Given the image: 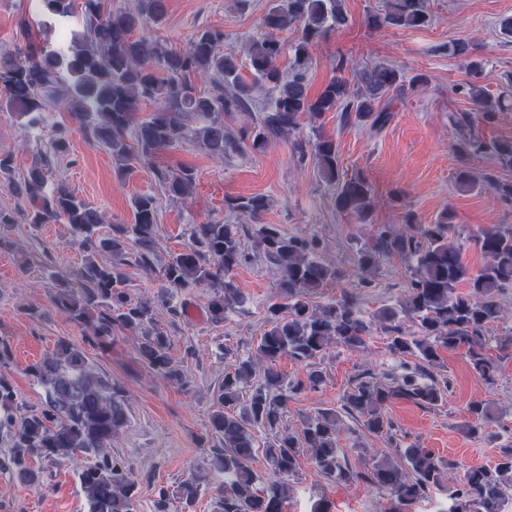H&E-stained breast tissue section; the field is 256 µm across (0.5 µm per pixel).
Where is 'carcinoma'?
I'll list each match as a JSON object with an SVG mask.
<instances>
[{
	"label": "carcinoma",
	"instance_id": "obj_1",
	"mask_svg": "<svg viewBox=\"0 0 512 512\" xmlns=\"http://www.w3.org/2000/svg\"><path fill=\"white\" fill-rule=\"evenodd\" d=\"M38 2L41 19L21 17L17 38L22 44L0 52V112L24 119L25 129L45 125L58 107L107 149L122 175L129 174L134 162H147L182 141H192L209 156L222 159L244 149L262 152L270 141L286 138L299 159L311 158L326 182L337 186V210L359 224L371 223L375 204L370 184L362 176L341 177L336 141L324 135L305 138L301 120L314 123L327 112H339L346 123L380 130L393 117L389 104H380L382 96L391 90L412 93L426 77L406 82L396 68L381 64L350 72L340 59L336 76L320 93L310 94L306 74L312 48L347 24L344 0H273L262 18L261 35L245 48L249 80L241 76L237 57L221 51L220 28L198 29L184 50L172 48L157 35L136 34L150 23L162 22L165 0H140L135 12L108 9L104 0H81L82 29L70 30L67 43L60 47L46 39L33 41L32 31L64 23L77 2ZM430 22L427 0H386L384 12L367 18L373 28H422ZM288 30L296 34L289 43L279 39ZM285 53L286 76L279 69ZM201 79L210 81L209 92L198 88ZM258 91L269 95V108L258 122L232 134L224 116L251 111ZM463 93L485 120L512 110V84L494 99L476 83L468 84ZM144 103L152 105V112L141 118ZM68 152L69 128L63 124L55 128L46 151L20 176L15 157L0 154V181L24 199L26 223L67 224L85 252L81 266L69 273L56 270L49 257L44 262L52 281L51 305L82 329L84 343L60 339L28 367L45 392L39 408L23 412L18 407L4 373L11 365V348L0 337V430L9 445L0 467L33 483L38 481L29 466L34 457L50 465L79 464L83 459L78 480L89 512H135L137 480L130 468L112 457V439L128 420L124 390L91 361L86 347L108 348L115 332L123 331L139 360L158 378L185 385L169 354L170 337L158 327V318L182 315L183 304L174 302L173 294L188 296L206 288L207 319L224 322L240 297L234 270L254 255L278 274L277 288L285 303L267 308L266 330L255 351L238 357L224 371L207 425L211 446L206 467L190 471L172 493L159 490L153 512H172L176 499L192 505L204 486L212 493L213 512H284L306 454L317 474L329 481L368 482L386 490L398 503L389 512H409L417 500L446 482L456 488L441 512H505V489L512 487L511 447L502 449L493 464L459 476L457 463L415 445L394 458L354 469L342 460L338 444L344 416L359 418L366 432L392 440L394 427L384 413L388 403L439 406L449 388L448 377L438 373L441 348L466 349L478 376L493 380L496 364L483 350L489 324L506 315L500 297L512 288V228L485 229L473 237L486 258L474 274L455 244L458 229L448 212L433 224H421L414 212L407 211L402 220L406 230L400 234L378 225L372 243L357 252L358 272L370 274L381 256L392 253L414 260V266L402 300L366 321L348 292L321 306L311 304L312 290L343 273L322 258L317 240L289 236L275 224L260 223L268 206L264 197L236 198L227 207L253 223L254 254L243 247L236 224H193L189 243L160 269L165 290L157 301H134L123 266L131 254L146 276L155 272L157 200L152 195L134 197L133 223L114 224L111 233L100 234L106 223L103 212L79 198L66 182L48 184L50 168ZM460 154L489 155L499 168L512 170V140L488 143L471 134ZM154 176L164 194L175 199L187 197L195 186L194 170L188 166L158 168ZM456 181L461 189H488L512 204V180L493 171L476 180L461 170ZM462 284L468 291H458ZM404 318L417 324V334H404ZM372 325L388 334V351L401 361L402 372L388 383L369 372L358 374L339 409H318L305 418L301 433L277 435L257 448V431L280 425L288 393L315 389L323 382L315 366L327 349L335 344L351 352L365 348ZM284 356L309 367L307 382L284 388L277 366ZM467 413L468 432L477 435L494 419L495 409L492 402L480 400L470 403ZM260 451L266 461L264 478L253 468Z\"/></svg>",
	"mask_w": 512,
	"mask_h": 512
}]
</instances>
